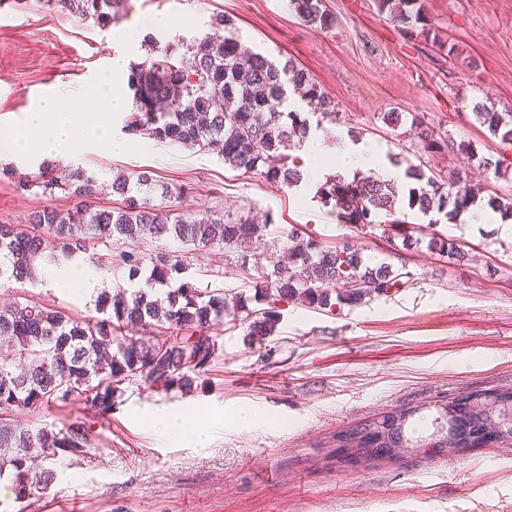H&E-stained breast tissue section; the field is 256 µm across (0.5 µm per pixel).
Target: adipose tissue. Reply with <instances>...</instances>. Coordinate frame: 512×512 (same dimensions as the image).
<instances>
[{"label": "adipose tissue", "mask_w": 512, "mask_h": 512, "mask_svg": "<svg viewBox=\"0 0 512 512\" xmlns=\"http://www.w3.org/2000/svg\"><path fill=\"white\" fill-rule=\"evenodd\" d=\"M336 138L333 155L337 173L349 174L352 167L368 163L376 156L384 159L385 146L354 140L341 132ZM103 150L134 155L139 148L128 141L113 139L106 124L78 119L66 97L57 93L45 97L27 112L20 127L0 128V157L17 162L57 157L77 160ZM381 172L394 180L402 176L399 167L385 159Z\"/></svg>", "instance_id": "ef3b65f1"}]
</instances>
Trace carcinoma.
Returning a JSON list of instances; mask_svg holds the SVG:
<instances>
[{"instance_id": "carcinoma-1", "label": "carcinoma", "mask_w": 512, "mask_h": 512, "mask_svg": "<svg viewBox=\"0 0 512 512\" xmlns=\"http://www.w3.org/2000/svg\"><path fill=\"white\" fill-rule=\"evenodd\" d=\"M126 0H53L62 12L89 18L105 26L121 22ZM378 10L391 20L421 24L418 34L448 56L460 55L455 45L443 40L427 23L425 0H376ZM291 11L303 23L331 30L336 19L324 0H288ZM136 111L125 125L131 135L157 142L190 144L224 159V164L245 173H260L280 187H294L305 179L289 150L309 135L310 119L287 108L288 92L300 95L310 106L317 123L334 121L339 112L318 84L303 69L286 63L276 65L260 53L242 59L237 40L226 34L219 20L213 32L202 38L181 39L155 51L145 64L131 72ZM490 136L512 146V112H496L482 104L474 112ZM410 130L418 149L437 151L445 142L434 130L411 120ZM457 151L463 163H478L495 177H505L512 161L478 154L471 144ZM406 182L381 178L370 172L351 179L331 175L317 187L320 203L332 207L340 221L362 229L380 225L394 229L390 238L402 241V249L428 240V247L448 262L459 265L467 253L450 235L433 226L445 220L489 207L512 216V197L457 189L463 172L436 177L419 166L404 172ZM21 187L37 186L52 195L60 190L76 199L72 207L34 211L21 228L0 224V279L26 284L33 279L47 249L58 248L74 257L86 255L97 266L100 258L87 242L130 241L143 237L173 238L195 250L233 248L262 239L268 224L252 220H228L215 210L198 221L168 206L153 205L143 190L153 187L149 172L135 179L118 176L112 192L123 197L117 210L94 205L98 188L94 176L79 169L60 170L39 166L35 175L20 173ZM428 219L413 229L402 204ZM110 262L139 277L145 263L151 265L146 287L130 293L102 292L96 299L100 319H73L61 308L36 303H14L0 309V341L10 347L11 357L0 363V408L23 407L48 410L51 404L76 398L98 414L112 412L122 385L145 382L164 391L189 392L204 375L219 348L209 333L213 322L226 320L247 325L250 336H270L280 323L282 307L298 303L313 309L356 307L367 299L389 297L410 286L405 265L386 260L373 263L362 251L344 243L328 247L311 236L291 235L288 261L275 262V279L255 282L259 307L250 309L243 292L218 288L200 290L191 283L173 284L185 267L179 256L159 250L145 258L138 252L121 251ZM161 327L169 336L144 341L130 335L136 327ZM433 430L415 434L413 419L422 412L414 406L392 410L356 427L336 433L335 446L343 458L361 455L364 461H386L396 448H420L429 452L442 436L452 435L460 449L469 448L472 431L512 441V390L493 394L470 393L434 405ZM0 476L11 475L16 498L25 499L44 490L54 471L42 463L55 457H83L89 442L82 425L65 432H36L15 421L0 422Z\"/></svg>"}]
</instances>
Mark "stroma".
Instances as JSON below:
<instances>
[{"mask_svg": "<svg viewBox=\"0 0 512 512\" xmlns=\"http://www.w3.org/2000/svg\"><path fill=\"white\" fill-rule=\"evenodd\" d=\"M325 5L336 18L329 31L304 25L288 0H128L126 20L145 23L131 40L120 26L94 25L50 0H0V127L20 124L37 89L68 92L80 119L108 121L94 81L110 71L113 55L141 64L156 47L203 37L221 17L244 48L295 61L335 100L343 121L318 128L322 148L353 129L403 165L444 176L462 167L470 185L512 194V176L496 180L477 165L463 166L455 149L468 141L480 154L512 159V149L473 116L479 102L512 110V0H427L434 29L461 53L456 60L391 22L375 0ZM158 11L169 15L170 30L147 28ZM387 112L419 116L448 147L417 153L406 126L384 124ZM9 167L0 160V224L23 226L34 211L72 206L65 193L17 187ZM82 168L97 179V203L108 209L121 205L111 190L116 176L149 170L156 180L188 186L170 201L183 212L271 217L255 249L259 265L246 271L232 250L125 242L144 256L162 247L178 252L186 278L203 290L240 286L253 298L245 279L272 273L293 231L329 246L350 242L376 260L392 250L382 228L365 235L340 223L316 199L315 182L282 189L185 145L146 139L135 156L96 154ZM437 230L458 240L468 254L464 265L420 245L404 255L412 284L395 295L336 315L292 304L274 335L260 339L244 325L216 323L210 333L220 348L194 392L128 384L104 416L77 400L0 411L33 430L84 425L90 443L84 458L50 460L56 477L35 497L16 499L10 482H0V512H512V445L432 458L407 448L400 459L359 467L337 461L332 448L337 431L384 412L512 388V238L492 224L442 223ZM93 279L91 288H61L44 274L23 286L4 280L0 306L39 302L89 319L98 315V291L145 285L117 267L96 270ZM244 409L256 415L248 429L236 419ZM161 416L177 418L183 432H159Z\"/></svg>", "mask_w": 512, "mask_h": 512, "instance_id": "obj_1", "label": "stroma"}]
</instances>
